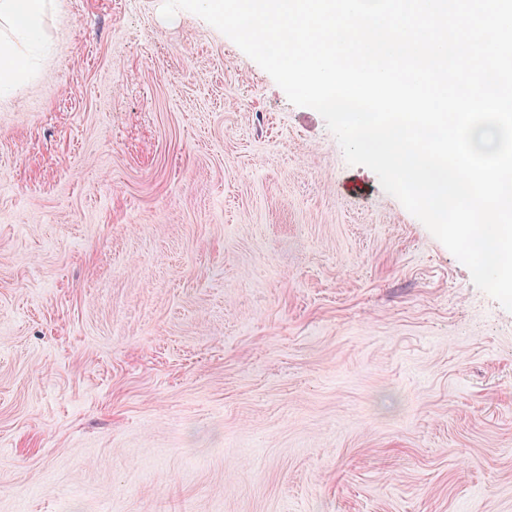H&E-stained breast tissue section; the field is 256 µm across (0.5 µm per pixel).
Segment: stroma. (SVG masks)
<instances>
[{"label":"stroma","mask_w":512,"mask_h":512,"mask_svg":"<svg viewBox=\"0 0 512 512\" xmlns=\"http://www.w3.org/2000/svg\"><path fill=\"white\" fill-rule=\"evenodd\" d=\"M163 0L0 80V512H512V312Z\"/></svg>","instance_id":"stroma-1"}]
</instances>
